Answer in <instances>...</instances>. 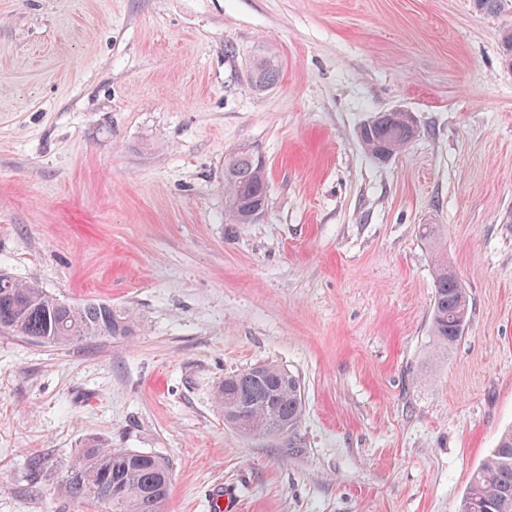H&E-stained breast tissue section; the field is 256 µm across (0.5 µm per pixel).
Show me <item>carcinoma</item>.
Returning <instances> with one entry per match:
<instances>
[{
	"mask_svg": "<svg viewBox=\"0 0 512 512\" xmlns=\"http://www.w3.org/2000/svg\"><path fill=\"white\" fill-rule=\"evenodd\" d=\"M476 8L495 14L512 0H474ZM277 64L256 61L250 78L258 90L276 84ZM416 134L412 121L394 112H378L360 136L374 159L398 154ZM265 166L250 152H235L224 162V193L245 207L267 203ZM430 335L449 349L463 337L471 316L467 289L437 260ZM140 330L136 316L108 302L67 303L34 282H20L0 271V331L52 345H69L95 336L125 338ZM224 423L235 428L249 419L266 434L279 428L291 434L305 410L298 377L273 364H260L224 377L215 391ZM171 482L169 461L150 452L111 448L89 440L66 467L65 490L78 501L104 505L107 512H160ZM458 512H512V429L501 434L491 454L473 472Z\"/></svg>",
	"mask_w": 512,
	"mask_h": 512,
	"instance_id": "cac0c4a2",
	"label": "carcinoma"
}]
</instances>
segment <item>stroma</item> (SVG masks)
<instances>
[{
	"instance_id": "stroma-1",
	"label": "stroma",
	"mask_w": 512,
	"mask_h": 512,
	"mask_svg": "<svg viewBox=\"0 0 512 512\" xmlns=\"http://www.w3.org/2000/svg\"><path fill=\"white\" fill-rule=\"evenodd\" d=\"M507 30L512 7L473 0H0V269L142 324L0 333V512H105L63 489L93 437L170 460L161 512L217 488L227 512H458L512 427ZM394 108L417 134L378 163L358 130ZM244 144L267 205L233 224ZM441 255L472 304L448 350ZM263 363L301 381L292 435L242 436L215 403ZM278 77V66L270 59H260L256 61L250 72L251 82L258 90H263L269 86L275 85ZM224 162V193L228 201H239L242 208L266 205L268 184L261 156H255L251 148L242 145Z\"/></svg>"
}]
</instances>
